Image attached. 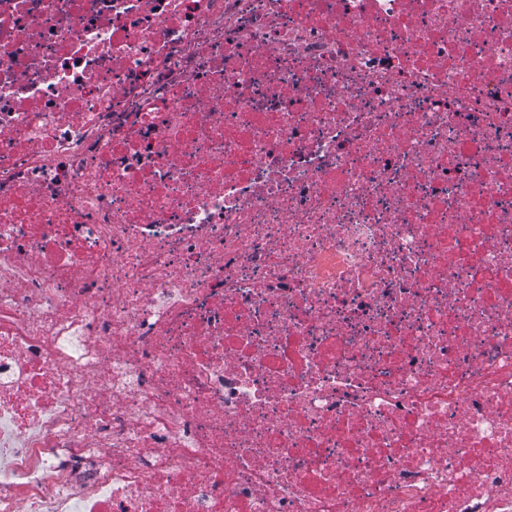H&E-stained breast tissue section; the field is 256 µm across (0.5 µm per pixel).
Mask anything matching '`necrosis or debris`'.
<instances>
[{"instance_id":"obj_1","label":"necrosis or debris","mask_w":512,"mask_h":512,"mask_svg":"<svg viewBox=\"0 0 512 512\" xmlns=\"http://www.w3.org/2000/svg\"><path fill=\"white\" fill-rule=\"evenodd\" d=\"M0 512H512V0H0Z\"/></svg>"}]
</instances>
